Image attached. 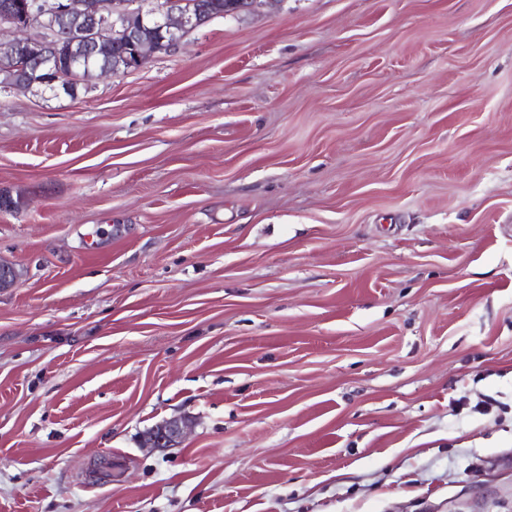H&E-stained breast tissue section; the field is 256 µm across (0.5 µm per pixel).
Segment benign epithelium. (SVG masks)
<instances>
[{"label": "benign epithelium", "instance_id": "7a95c632", "mask_svg": "<svg viewBox=\"0 0 512 512\" xmlns=\"http://www.w3.org/2000/svg\"><path fill=\"white\" fill-rule=\"evenodd\" d=\"M146 18L157 33L151 41L143 37ZM208 20L207 11L189 0H167L148 13L131 9L123 0H0V30L13 33V39L0 51L35 62L33 67L15 63L0 68V82L25 91L45 86L58 94L70 92V85L58 83L53 43L32 34L48 25L60 28L77 60L107 53L119 43L128 45L132 57L118 58L102 68L99 75L106 76L141 67L148 55L175 48L186 34ZM188 427L187 419L172 417L147 431L142 443L152 448H178Z\"/></svg>", "mask_w": 512, "mask_h": 512}]
</instances>
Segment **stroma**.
Segmentation results:
<instances>
[{"label":"stroma","mask_w":512,"mask_h":512,"mask_svg":"<svg viewBox=\"0 0 512 512\" xmlns=\"http://www.w3.org/2000/svg\"><path fill=\"white\" fill-rule=\"evenodd\" d=\"M1 192L0 512H512V0L2 87ZM188 427L187 419L172 417L147 431L142 443L152 448H178L186 437Z\"/></svg>","instance_id":"obj_1"}]
</instances>
